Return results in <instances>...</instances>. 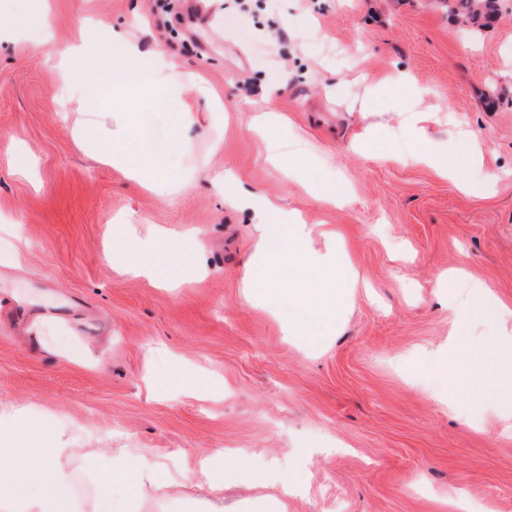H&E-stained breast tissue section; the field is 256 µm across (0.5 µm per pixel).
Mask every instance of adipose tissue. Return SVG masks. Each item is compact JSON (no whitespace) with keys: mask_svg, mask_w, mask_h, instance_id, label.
I'll return each mask as SVG.
<instances>
[{"mask_svg":"<svg viewBox=\"0 0 512 512\" xmlns=\"http://www.w3.org/2000/svg\"><path fill=\"white\" fill-rule=\"evenodd\" d=\"M95 26L92 36L53 55L63 83L70 88L71 108L83 115L101 163L121 166L135 183L162 185L169 174L170 150L140 130L138 105L179 103L186 77L164 47L146 50L112 33L105 21H96ZM107 102L117 110L109 127L99 121L101 107ZM414 134L430 144L420 155V162L440 176L456 179L461 190H468L469 180L448 157L450 147L468 143L467 132L459 130L440 139L418 126ZM227 197L261 215L255 226L254 254L264 267V276L250 283L247 300L253 302L275 293L280 281L293 272L301 280L300 296L323 317L335 319L343 303L341 265L335 248L322 253L313 250L312 226L303 223L299 213L264 195L241 198L231 191ZM119 232L129 246L109 254L114 267L136 277L160 280L161 269L139 247L133 225H122ZM501 363L499 351L472 347L466 350L463 362L451 357L439 361L438 368L447 377L451 393L478 395L485 377ZM75 454V449L48 437L29 448L0 445V512H140L145 505L138 496L140 489L162 490L171 484L164 464L131 455L123 448H103L96 455L97 492L90 500L81 501L71 494L69 462ZM117 482L129 486L130 496L116 498L112 487Z\"/></svg>","mask_w":512,"mask_h":512,"instance_id":"adipose-tissue-1","label":"adipose tissue"}]
</instances>
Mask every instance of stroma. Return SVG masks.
Wrapping results in <instances>:
<instances>
[{"label":"stroma","instance_id":"1","mask_svg":"<svg viewBox=\"0 0 512 512\" xmlns=\"http://www.w3.org/2000/svg\"><path fill=\"white\" fill-rule=\"evenodd\" d=\"M49 2L41 16L32 0H0V25L23 28L0 41V412L16 415L5 438L76 449L69 466L90 497L98 449L165 463L173 483L147 492L145 512L205 499L185 472L216 448L243 463L224 473L223 512L278 492L298 467L288 512H512V399L497 376L480 400L449 396L436 366L451 343L493 349L512 333V0L479 33L437 0ZM98 19L145 49L165 45L224 103L212 114L186 90L197 122L184 135L143 106L152 137L174 145L160 190L95 161L51 103V50ZM270 82L282 88L269 102ZM415 89L430 133L470 132L482 164L469 192L415 163L426 149L406 128ZM263 102L288 120L283 154L345 202H314L267 161L244 128ZM18 154L31 178L9 174ZM223 171L238 193L335 230L358 286L342 321L318 326L317 349L287 332L312 322L311 307L246 302L254 216L215 188ZM117 217L181 287L105 261L122 245ZM451 274L447 293L437 281ZM474 278L505 313L460 317Z\"/></svg>","mask_w":512,"mask_h":512}]
</instances>
